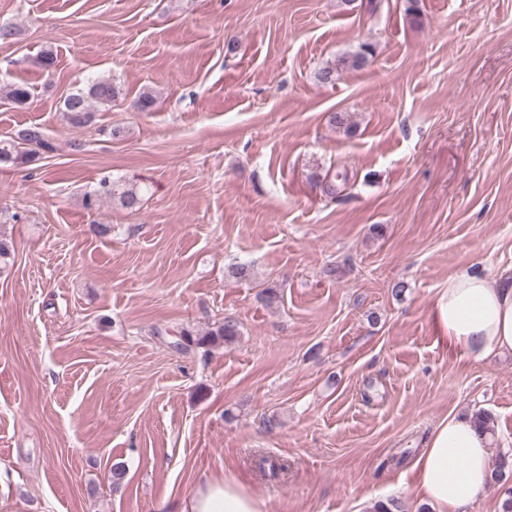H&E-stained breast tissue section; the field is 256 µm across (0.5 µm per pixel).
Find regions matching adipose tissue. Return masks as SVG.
Instances as JSON below:
<instances>
[{"label":"adipose tissue","mask_w":512,"mask_h":512,"mask_svg":"<svg viewBox=\"0 0 512 512\" xmlns=\"http://www.w3.org/2000/svg\"><path fill=\"white\" fill-rule=\"evenodd\" d=\"M433 317L442 341L475 362L512 354V265L496 278L478 270L456 273L439 289ZM414 469L417 493L432 512H466L491 484L489 439L473 415L452 414L432 429ZM264 504L234 479L199 483L183 512H263Z\"/></svg>","instance_id":"obj_1"}]
</instances>
